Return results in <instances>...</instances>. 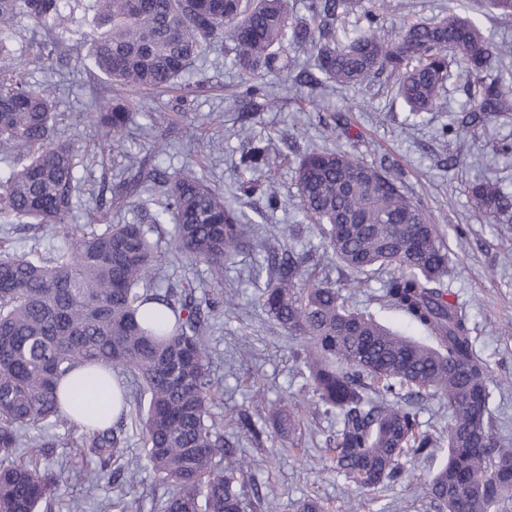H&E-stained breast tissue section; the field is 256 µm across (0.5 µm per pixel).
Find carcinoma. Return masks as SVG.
I'll return each mask as SVG.
<instances>
[{"instance_id": "obj_1", "label": "carcinoma", "mask_w": 512, "mask_h": 512, "mask_svg": "<svg viewBox=\"0 0 512 512\" xmlns=\"http://www.w3.org/2000/svg\"><path fill=\"white\" fill-rule=\"evenodd\" d=\"M68 0H0V149L17 151L0 178V214L49 224L64 247L49 259L12 250L0 240V512H54L72 482L68 464L49 475L21 448L64 445L73 457L96 459L99 484L112 463L131 485L149 469L170 485L161 512H245L251 462L230 445L213 413L223 388L213 371L209 320L224 299V258L243 249L266 276L259 303L288 334L307 340L302 360L325 412L336 413V473L361 488L397 484L407 462L433 453L407 396L429 395L448 407V462L425 484L447 512H492L512 498V445L497 435L489 409L487 363L476 353L467 310L449 300L448 252L438 225L399 185L398 174L343 150H310L295 171L300 210L319 227L330 258L354 273L386 269L383 297L429 337L404 336L350 310L340 289L319 279L308 258L282 254L274 235L249 230L224 193L154 157H128L116 190L121 200L157 193L142 224L73 225L67 218L81 192L80 147L57 136L49 96L23 77L25 63L50 59L65 36L91 46L94 67L120 87L150 91L185 87L184 75L228 38L242 98L269 100L265 75L288 69V51L313 61L303 83L355 87L394 79L411 115L447 104L454 78L465 79L462 124L487 130L492 116L512 112V83L494 70L512 45L495 41L475 20L450 13L425 21L405 17L390 33L386 0H310L308 15L293 0H94V25L40 42L23 61L6 51L15 27L28 21L48 32ZM136 101L112 100L72 115L74 125L101 131L95 149L121 153ZM268 139L249 137L237 160L239 189H259L247 175L272 172ZM474 207L493 220L512 219V191L496 179L469 186ZM174 226L171 252L207 266L209 277L163 284L158 242ZM79 365L108 369L124 405L110 425L75 420L98 414L79 397L64 406L59 382ZM283 434L301 429V405L280 401L272 413ZM64 432H56L57 428ZM144 456L127 457L129 434Z\"/></svg>"}]
</instances>
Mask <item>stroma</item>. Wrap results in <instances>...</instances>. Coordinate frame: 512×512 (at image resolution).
<instances>
[{
    "label": "stroma",
    "instance_id": "obj_1",
    "mask_svg": "<svg viewBox=\"0 0 512 512\" xmlns=\"http://www.w3.org/2000/svg\"><path fill=\"white\" fill-rule=\"evenodd\" d=\"M465 9L496 40L512 42V18L501 17L486 0H389L386 27H394L406 15L422 19ZM231 41L215 45L187 75L194 90H178L138 95L141 108L127 138L129 153L149 152L152 137L163 138L168 147L159 163L169 170L195 166L197 175L224 192L225 199L243 215L247 224H293L299 222V199L295 169L301 153L312 147L341 149L369 162L387 160L403 173L405 191L428 211L448 243L449 265L454 277L449 284L450 298L470 312L474 330L473 346L488 366L492 392L489 408L497 432L512 441V224H495L481 217L472 207L468 187L482 178L501 179L512 189V154L494 153L481 131L462 129L442 137L443 126L456 123L466 100L463 80H456L445 110L427 120L409 117L387 79L380 78L362 88H302L291 81L270 78L275 107L253 111L244 108L233 93L237 81L227 64ZM54 62L28 66L27 78L43 87L61 115L63 136L85 143L94 141V127L75 126L69 114L83 112L92 101L112 99L114 91L89 64L90 47L72 40L58 47ZM325 100L330 109L342 112L335 130H327L315 101ZM271 140L277 167L269 183L281 205L266 207L262 194H241L234 161L246 144L249 133ZM223 141L222 150L206 148L210 137ZM95 190L101 191L102 208L113 224L138 222L144 208L138 204L115 203L110 187L115 169L94 164L83 172ZM9 237L22 251L36 255L55 249L58 241L49 228H38L0 217V237ZM322 239L312 225H305L301 238L292 240L295 251L308 250L318 262L328 283L340 286L352 277L341 264L328 262ZM252 258L239 252L224 261V291L233 300L215 321L209 335L215 357L214 368L224 388V399L216 416L229 418L238 411L248 412L261 440L243 435L239 446L252 461L251 481L259 489L258 500L247 512H266L275 505L277 512H300L308 498L319 501L325 512H440L422 489L446 461L447 448L437 449L425 461L411 463L413 479L373 490H359L329 468L325 451L336 431V418L318 403L298 353L302 338L275 327L258 303L263 280H252L248 269ZM384 274L369 275L356 289L350 307L374 315L405 335L419 337V330L401 313L384 305L381 294ZM290 398L306 407L308 431L291 438L277 433L269 417L271 403ZM169 488L152 472L141 474L136 489H128L121 476H113L108 487L79 481L69 488L59 512H69L79 503L82 512H100L103 505L124 499L133 502V512H157Z\"/></svg>",
    "mask_w": 512,
    "mask_h": 512
}]
</instances>
